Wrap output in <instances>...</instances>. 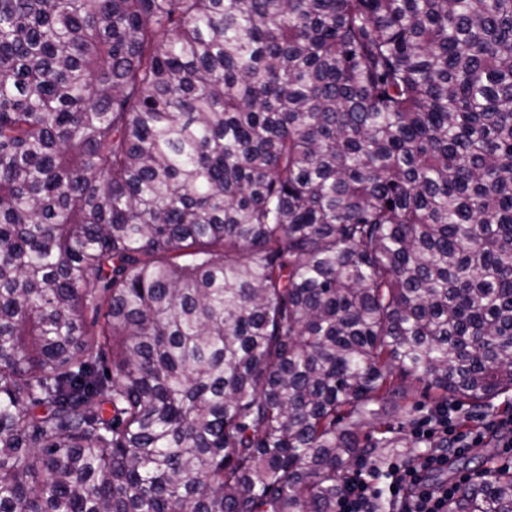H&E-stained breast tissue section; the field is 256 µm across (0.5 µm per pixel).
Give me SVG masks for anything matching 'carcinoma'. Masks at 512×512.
Returning <instances> with one entry per match:
<instances>
[{
  "label": "carcinoma",
  "mask_w": 512,
  "mask_h": 512,
  "mask_svg": "<svg viewBox=\"0 0 512 512\" xmlns=\"http://www.w3.org/2000/svg\"><path fill=\"white\" fill-rule=\"evenodd\" d=\"M410 383L512 404V0H0V512H336Z\"/></svg>",
  "instance_id": "cac0c4a2"
}]
</instances>
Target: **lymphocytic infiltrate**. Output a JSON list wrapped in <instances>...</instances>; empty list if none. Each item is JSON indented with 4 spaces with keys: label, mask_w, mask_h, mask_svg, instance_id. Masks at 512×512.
Listing matches in <instances>:
<instances>
[{
    "label": "lymphocytic infiltrate",
    "mask_w": 512,
    "mask_h": 512,
    "mask_svg": "<svg viewBox=\"0 0 512 512\" xmlns=\"http://www.w3.org/2000/svg\"><path fill=\"white\" fill-rule=\"evenodd\" d=\"M424 444L416 463L389 459L385 468H370L348 474L336 512H377L379 499H387L391 512H447L448 500L460 496L470 484L469 475H460L450 484L433 485V473L447 469L452 457L478 447L481 433H463L454 424L453 410L443 407L413 430Z\"/></svg>",
    "instance_id": "f902f5d3"
}]
</instances>
